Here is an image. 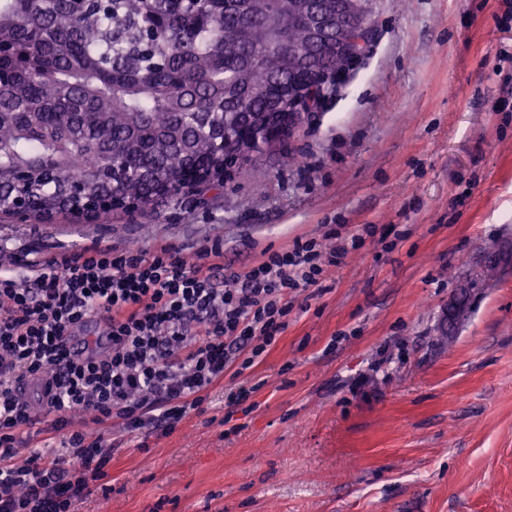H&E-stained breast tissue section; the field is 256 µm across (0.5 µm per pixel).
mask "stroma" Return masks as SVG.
Segmentation results:
<instances>
[{
    "label": "stroma",
    "instance_id": "1",
    "mask_svg": "<svg viewBox=\"0 0 512 512\" xmlns=\"http://www.w3.org/2000/svg\"><path fill=\"white\" fill-rule=\"evenodd\" d=\"M372 39L284 146L223 190L0 217V263L91 244L221 242L244 272L297 237L348 238L324 291L244 382L172 433L105 425L75 512H512V0H377Z\"/></svg>",
    "mask_w": 512,
    "mask_h": 512
}]
</instances>
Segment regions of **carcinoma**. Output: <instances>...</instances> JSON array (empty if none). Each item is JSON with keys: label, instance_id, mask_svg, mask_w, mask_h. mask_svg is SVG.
<instances>
[{"label": "carcinoma", "instance_id": "obj_1", "mask_svg": "<svg viewBox=\"0 0 512 512\" xmlns=\"http://www.w3.org/2000/svg\"><path fill=\"white\" fill-rule=\"evenodd\" d=\"M349 0H0V213L26 194L37 214L81 213L103 195L148 207L195 170L251 160L246 135L296 100L316 107L336 50L312 13Z\"/></svg>", "mask_w": 512, "mask_h": 512}]
</instances>
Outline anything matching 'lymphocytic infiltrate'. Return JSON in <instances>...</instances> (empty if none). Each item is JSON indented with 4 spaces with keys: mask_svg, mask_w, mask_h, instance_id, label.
<instances>
[{
    "mask_svg": "<svg viewBox=\"0 0 512 512\" xmlns=\"http://www.w3.org/2000/svg\"><path fill=\"white\" fill-rule=\"evenodd\" d=\"M362 242L298 238L242 273L225 272L218 242L194 262L174 244L93 245L0 266V512H73L112 460L102 424L173 431L203 392L258 365L286 330L294 293L320 292L328 267ZM91 323L96 338L80 339ZM37 404L70 458L49 448L20 458ZM79 415L92 428L74 424Z\"/></svg>",
    "mask_w": 512,
    "mask_h": 512,
    "instance_id": "f902f5d3",
    "label": "lymphocytic infiltrate"
}]
</instances>
